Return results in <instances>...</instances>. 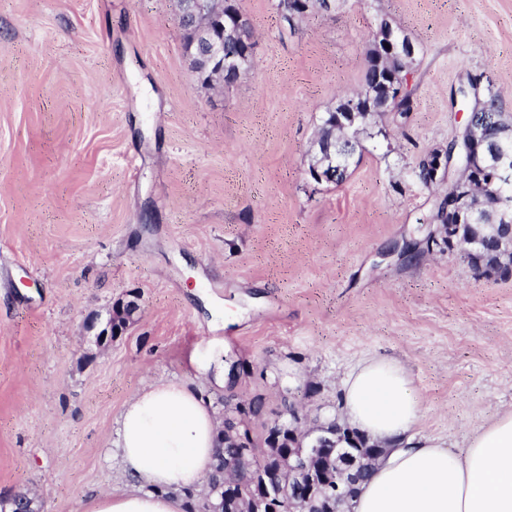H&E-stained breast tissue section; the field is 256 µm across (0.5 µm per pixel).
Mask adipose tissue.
Segmentation results:
<instances>
[{"label": "adipose tissue", "instance_id": "adipose-tissue-1", "mask_svg": "<svg viewBox=\"0 0 512 512\" xmlns=\"http://www.w3.org/2000/svg\"><path fill=\"white\" fill-rule=\"evenodd\" d=\"M341 391L347 422L388 451L361 485L353 512H512V411L452 453L414 435L421 407L399 361L365 362ZM218 432L189 384L148 385L121 416V485L86 496L84 512H184L181 492L207 481Z\"/></svg>", "mask_w": 512, "mask_h": 512}]
</instances>
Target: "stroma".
Listing matches in <instances>:
<instances>
[{"mask_svg": "<svg viewBox=\"0 0 512 512\" xmlns=\"http://www.w3.org/2000/svg\"><path fill=\"white\" fill-rule=\"evenodd\" d=\"M241 0L254 63L231 87L193 72L174 0H0V499L81 512L123 478L128 400L154 381L340 415L366 360L401 362L416 436L451 452L512 410V280L476 279L428 223L447 183L420 158L466 118L451 95L492 82L512 114V0H347L281 22ZM418 48L407 121L343 183L306 175L319 119L360 88L380 20ZM129 300L111 342L85 329Z\"/></svg>", "mask_w": 512, "mask_h": 512, "instance_id": "35a3bbf8", "label": "stroma"}]
</instances>
